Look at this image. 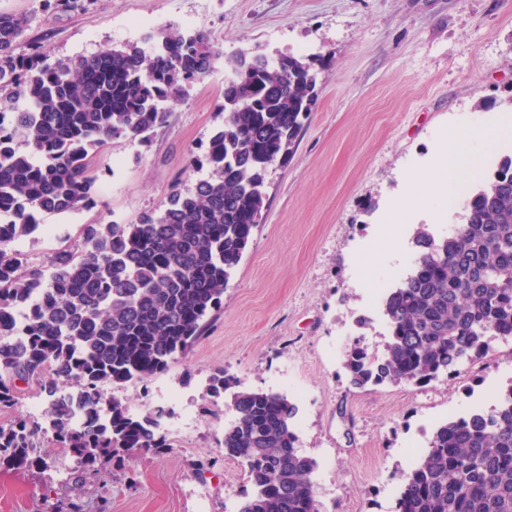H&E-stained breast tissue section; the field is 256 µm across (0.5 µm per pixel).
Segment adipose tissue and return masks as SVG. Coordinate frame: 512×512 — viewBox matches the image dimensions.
Wrapping results in <instances>:
<instances>
[{
	"label": "adipose tissue",
	"instance_id": "ef3b65f1",
	"mask_svg": "<svg viewBox=\"0 0 512 512\" xmlns=\"http://www.w3.org/2000/svg\"><path fill=\"white\" fill-rule=\"evenodd\" d=\"M498 135L497 130L484 129L467 131L450 129L447 141L433 170L426 175L416 177L419 190H435L447 197H454L460 185L468 175V165L473 160L475 142H492Z\"/></svg>",
	"mask_w": 512,
	"mask_h": 512
}]
</instances>
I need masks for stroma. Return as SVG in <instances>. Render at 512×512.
Wrapping results in <instances>:
<instances>
[{
	"label": "stroma",
	"instance_id": "1",
	"mask_svg": "<svg viewBox=\"0 0 512 512\" xmlns=\"http://www.w3.org/2000/svg\"><path fill=\"white\" fill-rule=\"evenodd\" d=\"M31 17L24 40L51 57L88 55L172 27L277 58L302 56L318 72V95L294 155L266 175L268 200L221 308L199 339L147 382L112 386L134 414L163 410L162 452L124 467L70 476L76 463L42 440L44 466L0 468V512H236L248 485L226 457V398L207 392L224 370L234 384L279 393L298 407L295 428L313 458L321 512H395L400 477L436 427L490 411L512 389V339L451 377L423 386L354 387L344 368L356 339L377 352L388 338L386 286L406 278L420 229L448 230L447 198L430 192L402 210L410 177L428 170L449 126L505 125L512 141V0H77L43 10L40 0H0V14ZM145 20L132 28L131 20ZM224 66L194 81L147 137L112 140L89 174L97 205L49 217L52 237L23 241L30 264L83 247L86 224L136 223L172 190L192 187L212 132L224 123ZM181 393L158 406L161 388ZM189 436L174 425L185 410Z\"/></svg>",
	"mask_w": 512,
	"mask_h": 512
}]
</instances>
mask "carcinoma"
I'll return each instance as SVG.
<instances>
[{"label": "carcinoma", "mask_w": 512, "mask_h": 512, "mask_svg": "<svg viewBox=\"0 0 512 512\" xmlns=\"http://www.w3.org/2000/svg\"><path fill=\"white\" fill-rule=\"evenodd\" d=\"M30 22L0 14V118L13 121L0 132V212L17 217L0 228V411L17 404L18 380L36 382L46 407L0 426V466L42 463L35 448L49 436L84 471L104 459L119 468L168 443L159 414L133 415L106 387L165 370L221 307L266 206L267 166L294 153L317 78L294 55H226L205 33L180 29L162 30L148 54L136 43L54 60L38 47L19 53ZM219 60L224 124L193 189L173 190L135 224L84 225V250L57 252L48 272L17 252L4 258L32 213L89 208L92 155L162 124L169 103ZM459 217L449 236L417 232L421 255L383 301L382 352L358 342L345 352L352 384H425L483 358L493 338H512V154L482 176ZM26 300L36 302L32 317L19 326L2 318ZM230 387L219 369L209 393ZM229 409L224 454L250 484L238 512H320L316 462L293 428L297 406L241 389ZM396 512H512V389L491 411L437 427L403 477Z\"/></svg>", "instance_id": "obj_1"}]
</instances>
